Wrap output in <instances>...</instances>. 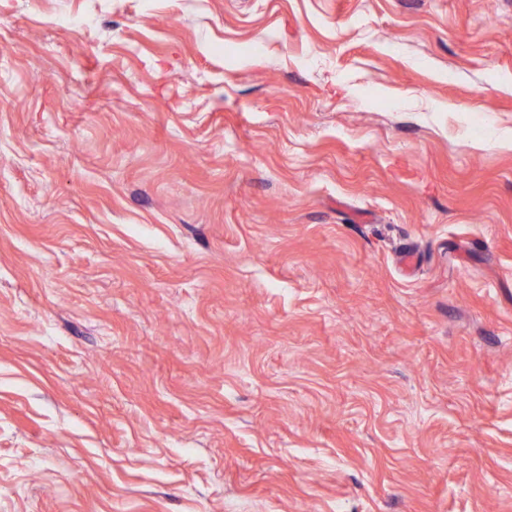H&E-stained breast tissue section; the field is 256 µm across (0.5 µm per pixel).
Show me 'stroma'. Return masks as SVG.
<instances>
[{
	"mask_svg": "<svg viewBox=\"0 0 512 512\" xmlns=\"http://www.w3.org/2000/svg\"><path fill=\"white\" fill-rule=\"evenodd\" d=\"M0 512H512V0H0Z\"/></svg>",
	"mask_w": 512,
	"mask_h": 512,
	"instance_id": "obj_1",
	"label": "stroma"
}]
</instances>
